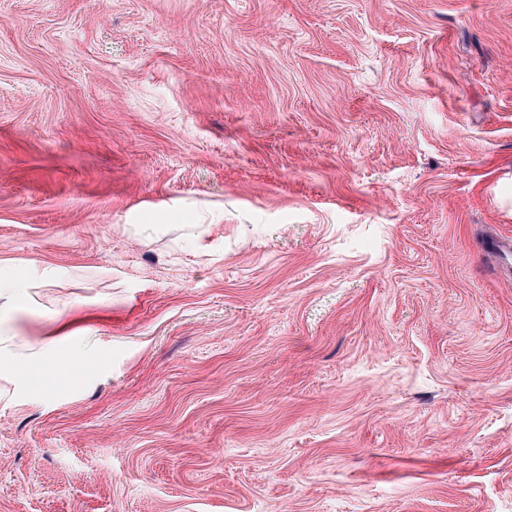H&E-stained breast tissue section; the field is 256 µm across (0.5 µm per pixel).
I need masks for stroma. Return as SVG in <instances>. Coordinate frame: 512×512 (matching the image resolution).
<instances>
[{
	"instance_id": "stroma-1",
	"label": "stroma",
	"mask_w": 512,
	"mask_h": 512,
	"mask_svg": "<svg viewBox=\"0 0 512 512\" xmlns=\"http://www.w3.org/2000/svg\"><path fill=\"white\" fill-rule=\"evenodd\" d=\"M512 0H0V512H512Z\"/></svg>"
}]
</instances>
